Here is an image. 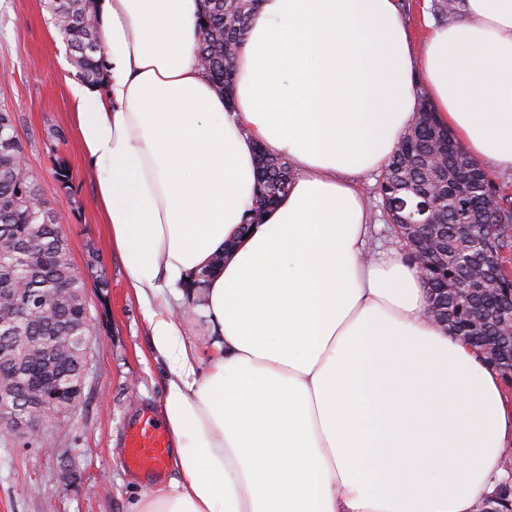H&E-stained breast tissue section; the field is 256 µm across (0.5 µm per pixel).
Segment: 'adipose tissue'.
Listing matches in <instances>:
<instances>
[{
	"label": "adipose tissue",
	"instance_id": "ef3b65f1",
	"mask_svg": "<svg viewBox=\"0 0 512 512\" xmlns=\"http://www.w3.org/2000/svg\"><path fill=\"white\" fill-rule=\"evenodd\" d=\"M104 78L78 139L131 288L157 300L176 479L130 512H474L507 477L512 402L425 314L404 247L374 250L356 178L382 171L421 91L486 172H512V0H465L414 44L398 0H260L225 100L201 0H98ZM288 194L248 235L255 148ZM210 270L206 373L163 286Z\"/></svg>",
	"mask_w": 512,
	"mask_h": 512
}]
</instances>
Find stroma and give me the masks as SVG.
I'll list each match as a JSON object with an SVG mask.
<instances>
[{"mask_svg": "<svg viewBox=\"0 0 512 512\" xmlns=\"http://www.w3.org/2000/svg\"><path fill=\"white\" fill-rule=\"evenodd\" d=\"M79 76L43 0H0V102L26 147L47 204L62 210L76 271L86 283L92 335L81 400L41 443L0 433V512H129L141 492L175 478L127 467L128 427L162 421L167 364L152 349L149 307L130 288L95 201L94 175L73 125L69 85ZM71 187L60 190L56 163ZM186 340L209 361L218 338L185 288H166Z\"/></svg>", "mask_w": 512, "mask_h": 512, "instance_id": "stroma-1", "label": "stroma"}]
</instances>
